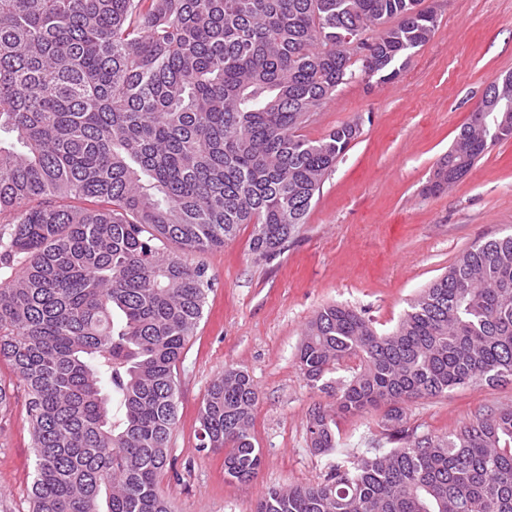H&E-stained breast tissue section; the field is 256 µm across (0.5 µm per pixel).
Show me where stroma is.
<instances>
[{"mask_svg": "<svg viewBox=\"0 0 512 512\" xmlns=\"http://www.w3.org/2000/svg\"><path fill=\"white\" fill-rule=\"evenodd\" d=\"M426 2L438 27L400 76L339 86L304 127L312 140L347 122L360 133L284 252L255 259L245 224L223 247L186 256L206 267L214 286L178 369L179 420L160 483L174 512H255L271 488L321 482L336 457L315 453L307 439L311 409L330 401L297 366L308 322L337 303L389 330L408 299L462 251L512 233V137L491 145L448 189L427 191L487 85L512 73V0ZM228 365L246 371L258 393L253 435L262 463L246 483L225 478L223 452L199 449L196 438L204 397ZM15 381L0 358V382L14 386L0 412V512H30L35 450L27 395ZM490 407H512V382L420 398L406 413L418 433L442 435ZM379 418H338L340 451L389 449Z\"/></svg>", "mask_w": 512, "mask_h": 512, "instance_id": "stroma-1", "label": "stroma"}]
</instances>
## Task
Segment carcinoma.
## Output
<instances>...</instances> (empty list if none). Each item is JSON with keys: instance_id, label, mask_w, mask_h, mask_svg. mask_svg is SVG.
<instances>
[{"instance_id": "obj_1", "label": "carcinoma", "mask_w": 512, "mask_h": 512, "mask_svg": "<svg viewBox=\"0 0 512 512\" xmlns=\"http://www.w3.org/2000/svg\"><path fill=\"white\" fill-rule=\"evenodd\" d=\"M437 25L425 0H0V133L23 147L0 140V357L27 394L31 512H170L177 362L212 282L166 244L203 252L251 224L253 253L280 254L360 132L309 140L311 112L359 74L396 79ZM509 136L512 74L487 86L429 191ZM297 360L336 396L307 425L336 462L256 512H512V408L442 435L405 411L512 380V234L462 252L388 332L322 307ZM256 402L227 366L200 410L198 448L224 451L238 482L261 464ZM381 408L394 447L337 451L336 417Z\"/></svg>"}]
</instances>
